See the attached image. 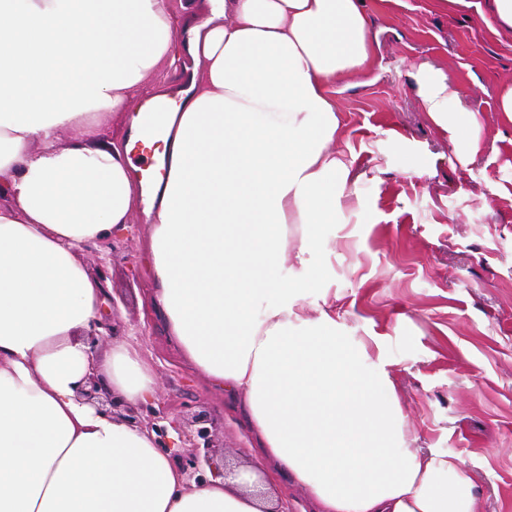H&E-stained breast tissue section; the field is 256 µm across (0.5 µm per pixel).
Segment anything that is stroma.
I'll use <instances>...</instances> for the list:
<instances>
[{
	"label": "stroma",
	"mask_w": 512,
	"mask_h": 512,
	"mask_svg": "<svg viewBox=\"0 0 512 512\" xmlns=\"http://www.w3.org/2000/svg\"><path fill=\"white\" fill-rule=\"evenodd\" d=\"M366 8L374 63L335 86L350 199L283 274L318 271L301 301L313 317L335 309L337 333L385 364L409 447L464 461L477 512H512V123L496 110L512 84V35L450 0ZM422 63L443 74L452 106L476 113L478 154L424 112ZM145 209L135 202L125 234L80 255L109 293L98 353L129 343L151 368L142 428L161 405L184 418L206 410L225 453L246 459L239 404L192 367L150 306Z\"/></svg>",
	"instance_id": "35a3bbf8"
}]
</instances>
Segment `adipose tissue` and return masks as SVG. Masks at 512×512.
Instances as JSON below:
<instances>
[{
	"mask_svg": "<svg viewBox=\"0 0 512 512\" xmlns=\"http://www.w3.org/2000/svg\"><path fill=\"white\" fill-rule=\"evenodd\" d=\"M205 7L183 44L168 0H0V512H286L284 475L315 512H476L458 460L408 447L385 367L282 277L347 197L333 87L373 62L364 0ZM184 51L191 94L147 213L151 304L243 397L268 502L232 480L186 486L155 434L77 394L88 375L130 404L152 391L134 350L100 362L86 343L104 290L79 253L125 231L137 195L130 147L103 140V120ZM418 81L429 118L472 136L475 113L451 112L441 76L423 64ZM65 131L78 139L63 147Z\"/></svg>",
	"mask_w": 512,
	"mask_h": 512,
	"instance_id": "ef3b65f1",
	"label": "adipose tissue"
}]
</instances>
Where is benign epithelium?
<instances>
[{"instance_id": "obj_1", "label": "benign epithelium", "mask_w": 512, "mask_h": 512, "mask_svg": "<svg viewBox=\"0 0 512 512\" xmlns=\"http://www.w3.org/2000/svg\"><path fill=\"white\" fill-rule=\"evenodd\" d=\"M80 391L84 400L94 405L98 411L107 415L121 416L133 427L139 424L138 408L116 399L99 380L93 377L85 378L80 385ZM152 415L151 429L158 434L160 440H165L168 429L172 428L180 438L189 443L190 452L182 458L181 462L186 483L199 484L206 481L208 471L225 477L235 472L234 467L228 463L217 462L213 431L210 428L213 421L207 413L202 411L187 421L171 418L162 409L152 411Z\"/></svg>"}]
</instances>
